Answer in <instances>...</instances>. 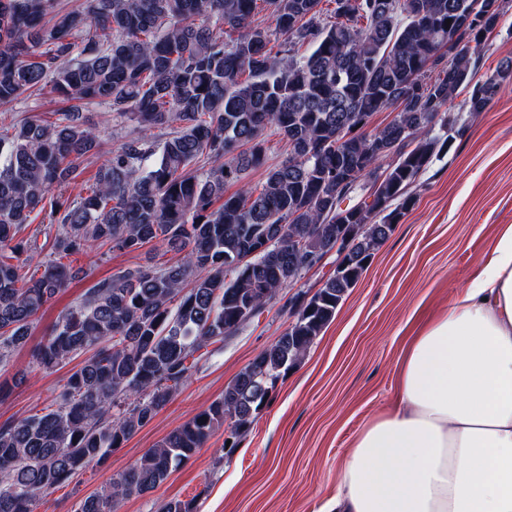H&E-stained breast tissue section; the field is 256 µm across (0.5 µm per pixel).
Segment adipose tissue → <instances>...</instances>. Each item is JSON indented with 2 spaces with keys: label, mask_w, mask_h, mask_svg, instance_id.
Here are the masks:
<instances>
[{
  "label": "adipose tissue",
  "mask_w": 512,
  "mask_h": 512,
  "mask_svg": "<svg viewBox=\"0 0 512 512\" xmlns=\"http://www.w3.org/2000/svg\"><path fill=\"white\" fill-rule=\"evenodd\" d=\"M397 404L357 436L332 512H512V224L408 337Z\"/></svg>",
  "instance_id": "obj_1"
}]
</instances>
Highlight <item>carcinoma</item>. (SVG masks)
<instances>
[{"instance_id": "obj_1", "label": "carcinoma", "mask_w": 512, "mask_h": 512, "mask_svg": "<svg viewBox=\"0 0 512 512\" xmlns=\"http://www.w3.org/2000/svg\"><path fill=\"white\" fill-rule=\"evenodd\" d=\"M467 9L468 0H0V108L47 89L61 103L48 117L0 124V366L79 278L71 257L105 246L174 254L97 282L33 347L46 372L86 358L54 409L0 424V512H34L121 447L201 351L223 347L343 234L339 265L294 305L285 332L77 512H115L155 490L226 421L233 435L248 430L411 205L406 189L448 144L449 103L471 85L470 111L481 112L512 77L510 59L499 78L471 84L470 44L503 12L481 0L467 24ZM262 12L273 26L256 22ZM89 105L112 111L121 142L72 197L104 144L83 116ZM391 106L393 119L367 130ZM270 133L290 152L252 187L243 179L265 164ZM370 176V199L341 208ZM228 184L239 185L230 196ZM35 214L56 225L54 258L27 279L37 239L20 233Z\"/></svg>"}]
</instances>
